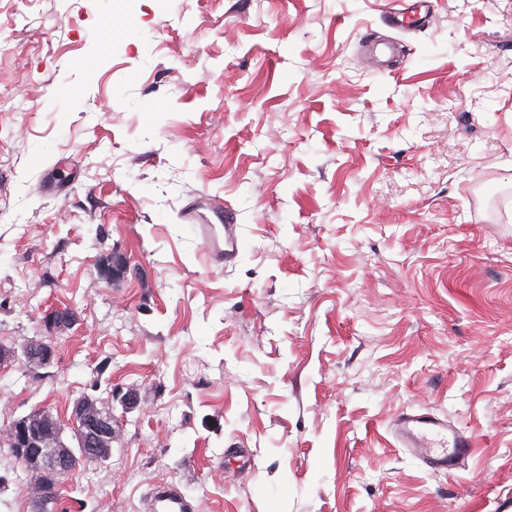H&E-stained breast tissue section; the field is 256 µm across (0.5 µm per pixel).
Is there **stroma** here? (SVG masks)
I'll use <instances>...</instances> for the list:
<instances>
[{"label": "stroma", "instance_id": "stroma-1", "mask_svg": "<svg viewBox=\"0 0 512 512\" xmlns=\"http://www.w3.org/2000/svg\"><path fill=\"white\" fill-rule=\"evenodd\" d=\"M0 0V433L98 399L67 512H495L512 497V0ZM126 35L105 46L116 18ZM205 193L246 247L207 265ZM471 432L455 478L389 433ZM220 210L224 214V236L221 238L215 224L210 223L207 211ZM182 219L191 224L202 244V257L214 266L232 265L238 258L243 239L240 225L235 224L233 212L206 194H198L184 208ZM24 349L30 358L25 361L29 368L43 367L52 363L54 359V348L51 343L44 340L32 341L25 344ZM149 512H194V505L173 483H163L153 489Z\"/></svg>", "mask_w": 512, "mask_h": 512}]
</instances>
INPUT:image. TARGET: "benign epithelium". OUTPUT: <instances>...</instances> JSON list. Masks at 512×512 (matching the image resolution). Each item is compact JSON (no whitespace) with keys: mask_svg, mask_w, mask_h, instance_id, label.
<instances>
[{"mask_svg":"<svg viewBox=\"0 0 512 512\" xmlns=\"http://www.w3.org/2000/svg\"><path fill=\"white\" fill-rule=\"evenodd\" d=\"M29 367H43L52 363L54 348L44 340L25 344ZM78 422V438L69 443L63 438L61 424L46 410L34 411L16 419L0 443L8 446L22 466L32 500L40 502L50 495L44 475L54 473L64 477L73 471L74 449L82 456L101 463L110 458L112 441L118 433L112 412H103L89 400L78 401L72 410Z\"/></svg>","mask_w":512,"mask_h":512,"instance_id":"1","label":"benign epithelium"}]
</instances>
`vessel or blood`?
Instances as JSON below:
<instances>
[{
	"label": "vessel or blood",
	"instance_id": "b4317fda",
	"mask_svg": "<svg viewBox=\"0 0 512 512\" xmlns=\"http://www.w3.org/2000/svg\"><path fill=\"white\" fill-rule=\"evenodd\" d=\"M219 208L218 201L200 194L185 206L182 218L192 225L205 261L228 266L237 260L243 239L232 211L224 212L223 226L211 224L208 213ZM389 428L399 447L433 473L455 475L475 453L471 434L429 409L402 410L392 418ZM149 512H195V508L175 484L164 483L153 489Z\"/></svg>",
	"mask_w": 512,
	"mask_h": 512
}]
</instances>
